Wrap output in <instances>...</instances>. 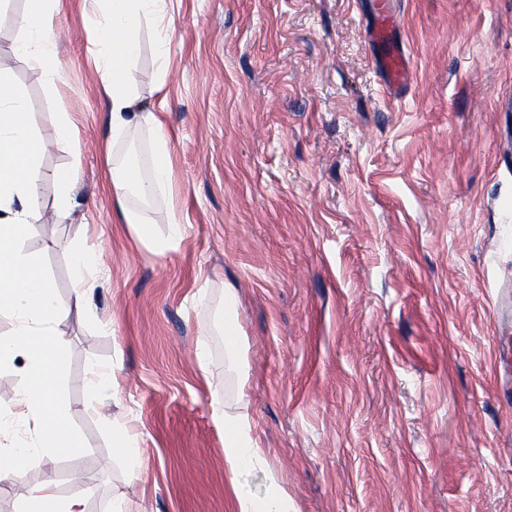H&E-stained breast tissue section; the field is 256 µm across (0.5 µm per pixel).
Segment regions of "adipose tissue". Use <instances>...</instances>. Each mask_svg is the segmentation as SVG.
Returning a JSON list of instances; mask_svg holds the SVG:
<instances>
[{"label": "adipose tissue", "mask_w": 512, "mask_h": 512, "mask_svg": "<svg viewBox=\"0 0 512 512\" xmlns=\"http://www.w3.org/2000/svg\"><path fill=\"white\" fill-rule=\"evenodd\" d=\"M102 13L99 24L88 32L95 61L102 73L109 98L107 124L113 137L148 125L158 136L153 157L152 180L122 162L113 163L109 183L122 223L134 227L141 239H148L145 218L127 206L129 194L149 198L157 185L170 177L168 138L162 134L157 115L141 110L131 91L132 73L139 55L138 33L142 24L155 28L156 46L166 52L169 26L160 12L161 0H97ZM20 21L18 56L54 78L56 56L48 32L53 23L56 0H27ZM45 150L35 133L27 103L6 71L0 69V315L13 318V333L0 338V364L23 359L26 379L18 395L24 419L33 421V443H14L0 448V480L23 476L33 453L46 456L76 453L83 443L71 424L60 392L65 338L57 326L67 307L37 262L25 252L23 241L32 225L44 219L37 197L40 159ZM224 460L231 476L253 469L263 452L251 436L248 414L224 417ZM23 512H86L80 495L60 496L53 471H45L34 486Z\"/></svg>", "instance_id": "adipose-tissue-1"}]
</instances>
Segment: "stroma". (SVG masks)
<instances>
[{"instance_id": "1", "label": "stroma", "mask_w": 512, "mask_h": 512, "mask_svg": "<svg viewBox=\"0 0 512 512\" xmlns=\"http://www.w3.org/2000/svg\"><path fill=\"white\" fill-rule=\"evenodd\" d=\"M391 2L412 71L395 100L365 35L373 0H166L168 55L141 27L132 84L171 148L169 186L129 199L147 243L105 174L113 155L152 178L154 133L112 137L91 0H59L52 83L14 52L26 0H0V68L46 144L43 210L55 174L77 169L70 215L33 225L24 249L69 306L61 388L85 444L0 482V512H21L49 467L87 512L119 495L136 512H236V492L264 496L272 473L292 512H512L496 360L512 322V0ZM174 222L181 239L156 250ZM75 249L96 262L78 306ZM94 364L116 379L96 399ZM228 412L248 414L264 451L235 486Z\"/></svg>"}]
</instances>
